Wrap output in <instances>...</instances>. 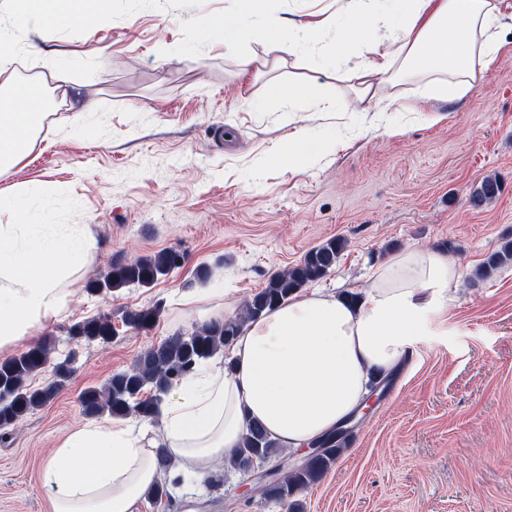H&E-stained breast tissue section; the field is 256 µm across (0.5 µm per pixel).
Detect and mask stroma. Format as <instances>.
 <instances>
[{"instance_id": "1", "label": "stroma", "mask_w": 512, "mask_h": 512, "mask_svg": "<svg viewBox=\"0 0 512 512\" xmlns=\"http://www.w3.org/2000/svg\"><path fill=\"white\" fill-rule=\"evenodd\" d=\"M280 19L319 22L332 49L344 26L336 0H270ZM235 0H114L98 27H51L35 18L10 32L13 62L0 93L39 85L43 124L24 159L0 176V196L46 187L31 200V224H86L97 249L78 269L65 317L42 336L66 377L46 368L34 386L51 399L0 437V512H49L42 464L77 426L89 423L82 392L130 368L150 346L197 326L196 307L244 306L274 274L332 237L345 250L320 288L358 294L374 268L408 247L449 250L463 271L446 311L387 377L388 389L359 414L335 463L298 499L301 512H512V264L475 272L512 241V40L482 73L466 103L393 114L374 100L360 112L321 116L288 105V81L310 102L347 91L330 59H291L261 42L224 49L203 21L232 16ZM69 64L70 85L55 66ZM82 120H75L76 112ZM334 143L295 164L272 155L298 129ZM495 176L497 197L471 193ZM173 249L184 264L149 288L87 292L107 263ZM160 306L149 331L126 311ZM112 317L111 343L72 339L75 323ZM247 475L216 465L206 478L170 486L172 504L144 498L139 512H288L252 493Z\"/></svg>"}]
</instances>
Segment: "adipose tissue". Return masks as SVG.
Returning a JSON list of instances; mask_svg holds the SVG:
<instances>
[{"mask_svg": "<svg viewBox=\"0 0 512 512\" xmlns=\"http://www.w3.org/2000/svg\"><path fill=\"white\" fill-rule=\"evenodd\" d=\"M14 25L31 16L59 26L91 29L112 12L113 0H13ZM268 0H236L234 15L216 21L228 48L260 40L298 57L317 43L311 22L268 18ZM397 31L380 37V0H345L347 23L334 54L365 43L366 58L345 70L354 100L325 104L368 111L398 73L434 78L436 103L465 99L498 58L502 32L512 25L506 0H390ZM41 122L34 108L0 100V174L25 156ZM89 225L0 224V354L41 336L67 306L66 287L92 252ZM463 272L445 252L406 248L374 270L357 302L315 289L247 322L227 359L201 364L160 404L158 430L122 420L69 433L43 465L39 482L50 512H139L159 479L158 451L179 472L205 474L230 461L252 420L280 445L301 450L331 432L363 401L370 372L388 374L425 334L428 313L445 309Z\"/></svg>", "mask_w": 512, "mask_h": 512, "instance_id": "ef3b65f1", "label": "adipose tissue"}]
</instances>
